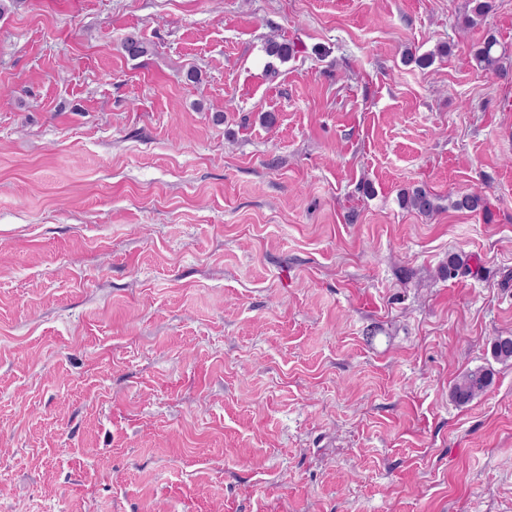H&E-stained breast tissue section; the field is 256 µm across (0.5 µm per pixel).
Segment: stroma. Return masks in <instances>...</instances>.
<instances>
[{
	"mask_svg": "<svg viewBox=\"0 0 512 512\" xmlns=\"http://www.w3.org/2000/svg\"><path fill=\"white\" fill-rule=\"evenodd\" d=\"M465 14L0 19V512H512V364L491 356L512 336V59L469 64L490 33L512 55V0ZM414 186L437 212L400 207ZM452 254L469 273L439 275ZM478 366L494 384L456 406ZM494 370L476 367L458 376L451 388V399L458 406H465L485 394L494 383Z\"/></svg>",
	"mask_w": 512,
	"mask_h": 512,
	"instance_id": "1",
	"label": "stroma"
}]
</instances>
